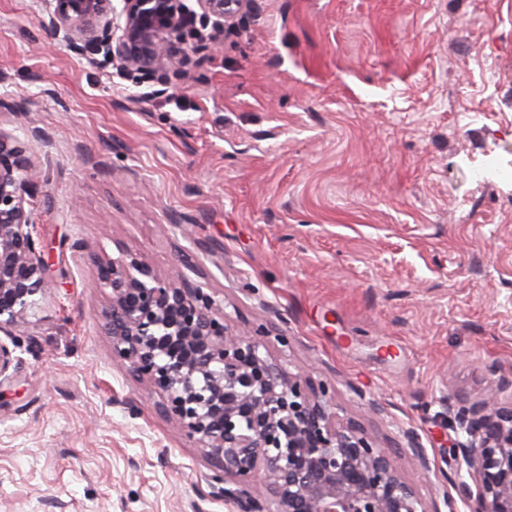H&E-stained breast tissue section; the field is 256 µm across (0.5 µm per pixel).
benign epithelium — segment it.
Returning <instances> with one entry per match:
<instances>
[{
	"label": "benign epithelium",
	"mask_w": 512,
	"mask_h": 512,
	"mask_svg": "<svg viewBox=\"0 0 512 512\" xmlns=\"http://www.w3.org/2000/svg\"><path fill=\"white\" fill-rule=\"evenodd\" d=\"M54 0L43 18L48 38L80 54L103 55L159 83L191 61L184 31L202 17L222 30L253 0ZM31 160L0 129V333L13 329L43 294L48 262L38 253ZM97 288L110 289L101 330L112 359L160 393L161 413L215 471L210 484L233 512H512V378L479 401L448 400L456 437L448 483L432 509L400 475L389 449L343 420L329 389L305 373H285L260 354L268 328L229 327L200 288L154 274L135 255L91 254ZM13 351L0 341V384ZM415 466L429 476L426 448L403 432Z\"/></svg>",
	"instance_id": "obj_1"
}]
</instances>
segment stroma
Instances as JSON below:
<instances>
[{
	"instance_id": "35a3bbf8",
	"label": "stroma",
	"mask_w": 512,
	"mask_h": 512,
	"mask_svg": "<svg viewBox=\"0 0 512 512\" xmlns=\"http://www.w3.org/2000/svg\"><path fill=\"white\" fill-rule=\"evenodd\" d=\"M0 0V129L27 143L47 289L0 384V512H227L112 359L90 252L264 324L431 505L449 397L512 373V0H255L165 91ZM44 131L35 140L32 130ZM379 412H370L368 402ZM403 436L406 439L407 448L410 449L415 466L423 477H428L431 471V461L426 448L420 443L418 437L413 432L404 431Z\"/></svg>"
}]
</instances>
